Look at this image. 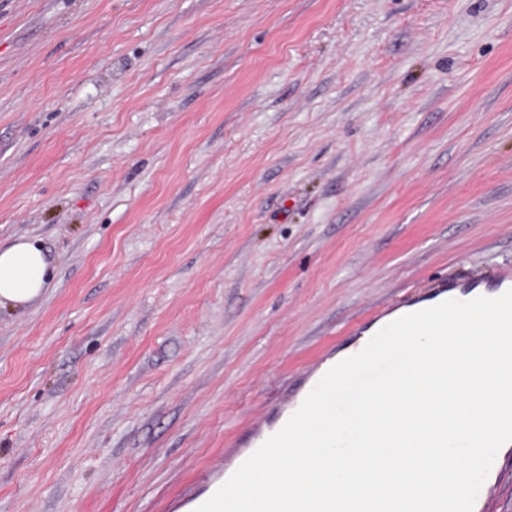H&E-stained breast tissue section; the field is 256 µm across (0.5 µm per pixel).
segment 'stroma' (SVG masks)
Wrapping results in <instances>:
<instances>
[{
	"instance_id": "1",
	"label": "stroma",
	"mask_w": 512,
	"mask_h": 512,
	"mask_svg": "<svg viewBox=\"0 0 512 512\" xmlns=\"http://www.w3.org/2000/svg\"><path fill=\"white\" fill-rule=\"evenodd\" d=\"M0 512H178L403 292L512 268V0H0ZM51 278L50 263L35 240L0 246V309L24 308L44 293Z\"/></svg>"
}]
</instances>
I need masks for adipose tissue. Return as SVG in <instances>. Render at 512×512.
<instances>
[{"mask_svg": "<svg viewBox=\"0 0 512 512\" xmlns=\"http://www.w3.org/2000/svg\"><path fill=\"white\" fill-rule=\"evenodd\" d=\"M52 270L42 247L20 238L0 247V309L16 310L40 297Z\"/></svg>", "mask_w": 512, "mask_h": 512, "instance_id": "ef3b65f1", "label": "adipose tissue"}]
</instances>
